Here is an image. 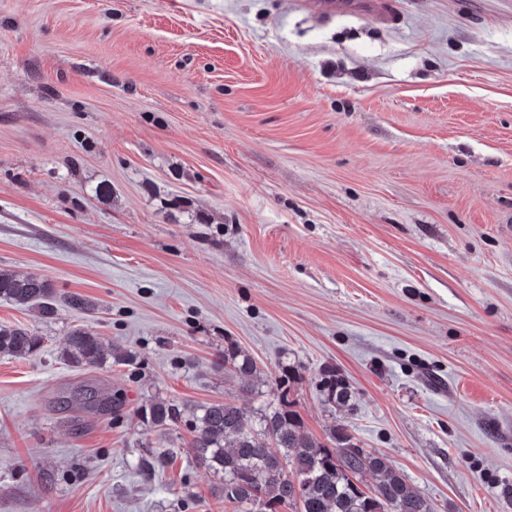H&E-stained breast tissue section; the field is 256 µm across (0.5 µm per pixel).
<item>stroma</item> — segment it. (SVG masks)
I'll list each match as a JSON object with an SVG mask.
<instances>
[{"mask_svg":"<svg viewBox=\"0 0 512 512\" xmlns=\"http://www.w3.org/2000/svg\"><path fill=\"white\" fill-rule=\"evenodd\" d=\"M382 2L0 0V269L96 305L0 301L42 338L0 355V512H234L188 417L284 359L305 432L512 512V0ZM78 326L134 363L68 366ZM224 369L244 382L247 391L253 392L254 385H249V380L256 377L258 367L254 359L239 350L228 349L224 352ZM247 382V385H246ZM320 391L324 400L337 408H347L352 406V392L344 380L336 371L325 372L319 381ZM145 418L156 426H167L169 423L181 419V410L178 405L167 400H157L143 409Z\"/></svg>","mask_w":512,"mask_h":512,"instance_id":"stroma-1","label":"stroma"}]
</instances>
